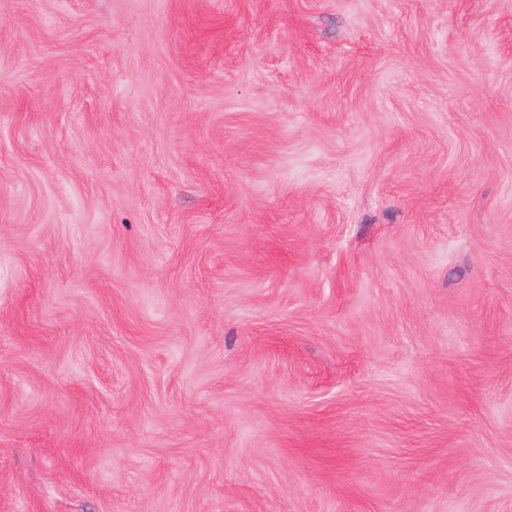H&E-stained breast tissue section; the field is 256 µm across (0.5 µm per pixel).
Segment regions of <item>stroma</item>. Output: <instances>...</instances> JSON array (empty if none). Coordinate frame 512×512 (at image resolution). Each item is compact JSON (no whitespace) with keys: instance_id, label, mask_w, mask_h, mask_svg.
I'll use <instances>...</instances> for the list:
<instances>
[{"instance_id":"stroma-1","label":"stroma","mask_w":512,"mask_h":512,"mask_svg":"<svg viewBox=\"0 0 512 512\" xmlns=\"http://www.w3.org/2000/svg\"><path fill=\"white\" fill-rule=\"evenodd\" d=\"M0 512H512V0H0Z\"/></svg>"}]
</instances>
